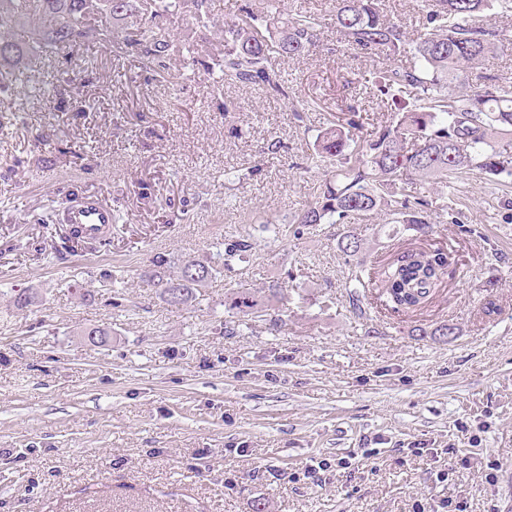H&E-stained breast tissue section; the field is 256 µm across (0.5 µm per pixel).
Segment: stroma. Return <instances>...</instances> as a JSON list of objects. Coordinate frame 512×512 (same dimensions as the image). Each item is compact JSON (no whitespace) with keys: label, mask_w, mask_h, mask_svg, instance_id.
<instances>
[{"label":"stroma","mask_w":512,"mask_h":512,"mask_svg":"<svg viewBox=\"0 0 512 512\" xmlns=\"http://www.w3.org/2000/svg\"><path fill=\"white\" fill-rule=\"evenodd\" d=\"M247 2L168 15L167 40L189 28L196 47L161 67L97 37L74 50L80 82L57 91L51 55L13 65L23 82L0 92V512H512V180L416 182L450 205L425 236L382 212L292 223L331 174L312 159L329 121L357 112L366 136L391 111L371 82L379 62L346 45L329 0H282L320 30L308 56L274 58L286 96L215 83L224 22ZM84 193L120 220L105 244L57 259L68 228L54 215ZM265 220L278 235L256 233ZM344 233L357 255L340 251ZM245 234L251 255L190 304H166L145 276L159 256L216 261L217 242ZM434 249L448 265L433 298L385 307L383 267ZM274 285L288 293L279 323L224 306L232 289ZM24 289L37 300L20 310ZM98 326L112 332L102 347L86 338ZM321 461L325 482L306 478Z\"/></svg>","instance_id":"35a3bbf8"}]
</instances>
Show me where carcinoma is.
Masks as SVG:
<instances>
[{"label": "carcinoma", "mask_w": 512, "mask_h": 512, "mask_svg": "<svg viewBox=\"0 0 512 512\" xmlns=\"http://www.w3.org/2000/svg\"><path fill=\"white\" fill-rule=\"evenodd\" d=\"M380 0H332L336 30L347 45L379 59L399 62L378 72L375 85L391 100L393 121L371 139L360 135L357 113L325 128L316 139V162L336 165L335 180L293 216L296 224H335L387 210L394 222L421 234L431 228V203L410 200L417 180L443 184L462 170L495 179L512 178V92L500 77L488 75L472 88L469 74L486 56L512 47V0H422L424 34L409 41L400 26L390 22ZM207 0H159L150 14L155 23L177 9L198 15ZM140 9L137 0H0V28L19 25L32 11L53 24L34 43L59 50L97 33L136 52L145 68L162 63L171 50L165 36L151 26L133 25L116 35L89 26L106 14L119 23ZM498 14L502 22L491 23ZM314 19L298 14L280 18L277 0H257L244 15L224 23V55L216 65L229 85L261 82L276 94L288 92L277 78L270 56L300 58L316 45ZM21 42L1 36L0 62L24 53ZM223 246V267L241 261L253 249L249 237L228 238ZM156 262L149 278L162 288L167 303L181 305L196 299V292L215 277L210 264L186 261L170 277ZM445 266L443 254L419 251L407 254L385 272L384 288L393 308L422 305L438 287ZM282 300L280 289L259 296L240 288L228 298V309L245 317L261 318Z\"/></svg>", "instance_id": "1"}]
</instances>
